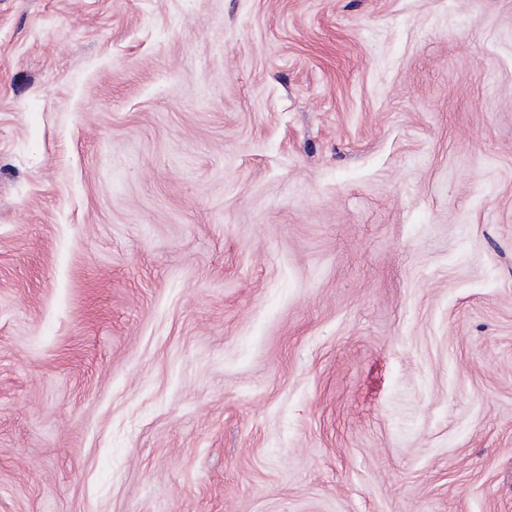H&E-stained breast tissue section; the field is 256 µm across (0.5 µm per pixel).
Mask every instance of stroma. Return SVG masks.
I'll list each match as a JSON object with an SVG mask.
<instances>
[{"mask_svg":"<svg viewBox=\"0 0 512 512\" xmlns=\"http://www.w3.org/2000/svg\"><path fill=\"white\" fill-rule=\"evenodd\" d=\"M0 512H512V0H0Z\"/></svg>","mask_w":512,"mask_h":512,"instance_id":"obj_1","label":"stroma"}]
</instances>
